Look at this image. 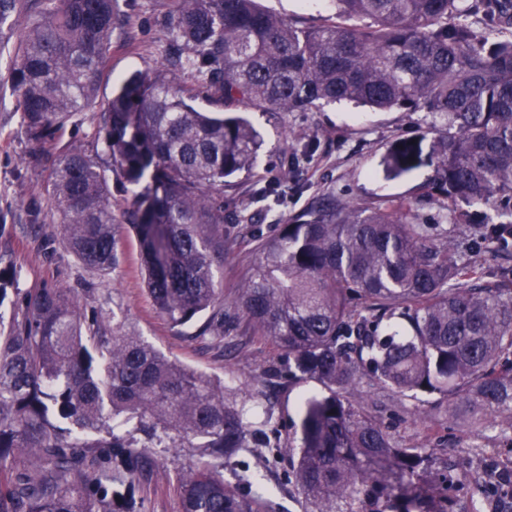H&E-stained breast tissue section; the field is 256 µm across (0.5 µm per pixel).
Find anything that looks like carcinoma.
<instances>
[{
	"label": "carcinoma",
	"mask_w": 512,
	"mask_h": 512,
	"mask_svg": "<svg viewBox=\"0 0 512 512\" xmlns=\"http://www.w3.org/2000/svg\"><path fill=\"white\" fill-rule=\"evenodd\" d=\"M185 51L121 81L98 134L113 171L137 187L124 209L141 244L148 294L174 327L208 317L224 338L214 267L224 257V179L256 166L261 137L227 112H309L322 102L423 110L445 120L423 153L398 139L396 176L427 163L450 205L512 215V0H336V21L299 27L257 0H176ZM7 84L30 137L50 144L96 100L116 0H0V28L24 11ZM480 12L484 32L463 17ZM195 73L199 93L166 79ZM49 207L64 248L86 268L116 263L112 192L98 157L51 155ZM413 202L329 199L258 244L238 291L240 317L315 380L288 439L290 481L307 512H452L468 476L432 448L397 443L366 408L368 389L434 397L448 425L501 427L512 442V269L468 260L448 229L412 219ZM481 239L504 244L508 227ZM0 330V512H137L146 448H199L177 482L182 512H263L261 488L224 482L215 461L265 444L251 399L141 337L79 312L42 283L18 292ZM475 499L506 491L507 475Z\"/></svg>",
	"instance_id": "obj_1"
}]
</instances>
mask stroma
Returning a JSON list of instances; mask_svg holds the SVG:
<instances>
[{
    "mask_svg": "<svg viewBox=\"0 0 512 512\" xmlns=\"http://www.w3.org/2000/svg\"><path fill=\"white\" fill-rule=\"evenodd\" d=\"M120 19L112 31L106 75L96 97V108L77 113L59 144L77 147L98 156L103 168L112 161L103 154L98 138L99 112L131 72L155 70L169 55L175 23V0H117ZM261 7L298 25L312 27L336 13L334 0H259ZM245 117L263 138L256 167L227 178L225 202L249 216L248 224L224 227V261L215 279L224 292V340L216 344L198 337V323L172 327L161 317L149 297L141 270V249L136 234L123 228L112 271L87 269L63 251L59 243H43L31 231L40 220L43 231L57 235L49 210L51 158L30 140L11 96L0 97V269L16 270L15 285L25 289L48 282L73 290L86 315L115 318L156 349L179 362L220 380H234L248 389L263 390L269 397L272 419L270 438L287 443L299 422L300 397L320 391L319 383L267 380L265 373L281 365V353L272 343L250 335L234 321L233 301L243 279L258 259L261 240L276 236L284 221L316 202L340 197L357 203L376 199L393 202L416 200L415 214L425 224H455L463 254H474L491 271L512 266V252L495 253L492 245L479 243L478 224H497L501 218L484 206L466 207L462 220L452 221L448 209L427 187L432 174L424 165L398 177L386 174L383 159L400 136L434 137L441 120L425 111H374L351 103H330L310 112H267L248 107ZM307 148L308 160L300 182L289 183L288 198L269 207L256 199L257 189L281 180L282 161L293 149ZM374 415L401 444L451 448L455 470L471 474L482 460L512 453L497 429L464 432L449 429L442 411L423 416L412 400L376 397ZM153 466L139 491L142 512H181L175 491L177 480L199 458L195 448H152ZM224 479L235 482L248 473L265 488L268 512H304V504L288 480L287 456L268 448L241 453L222 467Z\"/></svg>",
    "mask_w": 512,
    "mask_h": 512,
    "instance_id": "35a3bbf8",
    "label": "stroma"
}]
</instances>
